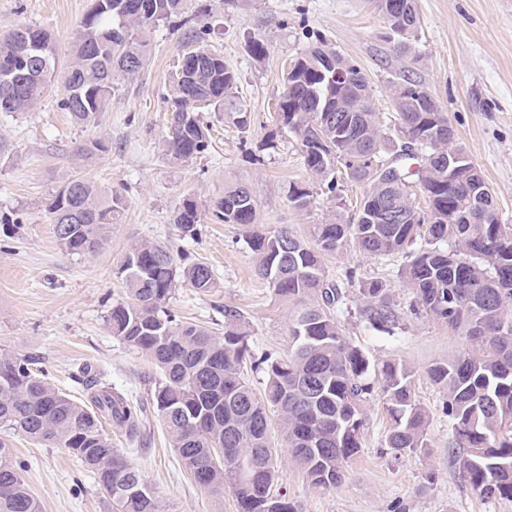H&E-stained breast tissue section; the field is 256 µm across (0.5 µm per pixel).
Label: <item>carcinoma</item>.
<instances>
[{
	"mask_svg": "<svg viewBox=\"0 0 512 512\" xmlns=\"http://www.w3.org/2000/svg\"><path fill=\"white\" fill-rule=\"evenodd\" d=\"M140 2L91 0L61 68L48 31L18 25L1 35L0 112L31 111L60 77L65 94L59 108L81 126L98 124L112 97L146 68L152 30L189 23L181 18L183 0H147L148 15L135 7ZM390 2L380 0V10L396 47L405 51L418 27L414 0H402L407 10L399 14L389 11ZM206 31L193 30L201 68L188 73L180 66L169 83V124L179 134L168 136L163 149L173 160L209 149L201 109L234 105L237 74L220 52L203 44ZM336 69L346 73L345 82L327 79ZM284 83L278 117L316 178L307 189L289 186L288 202L307 209L322 194L341 206L345 181L366 187L352 221L311 225L310 243L286 226L265 231L244 187L224 189L209 205L218 220L244 227L257 275L280 302L293 306L288 352L256 354L248 324L234 306H224L222 333L176 315L169 301L180 284L197 293L216 287L213 268L186 250L141 240L116 270L126 299L112 304L108 314L112 335L155 365L152 406L183 468L216 497L230 488L238 512H297L277 489L279 452L271 416L307 480L330 489L362 447L364 406L375 391L391 419L385 447L395 455L427 447L429 415L414 399L411 367L387 363L372 382L368 359L342 329L345 292L328 275L323 257L353 243L373 256L401 255V276L416 295L411 313L431 316L464 339L459 354L428 368L446 394L454 464L484 498L512 499V225L502 223L491 194L484 211L462 216L465 193L448 186L442 161L463 147L448 116L428 111L429 92L418 82L405 76L395 87L396 140L381 128L364 73L322 36L295 60ZM317 108L342 117L339 128L323 127ZM418 155L423 163L412 171L408 161ZM339 165L345 169L340 179ZM414 183L428 198L427 213L413 203ZM383 196L407 213V223H366L372 203ZM126 206L120 194L76 177L59 187L48 211L61 248L85 256L102 248ZM200 218L198 201L186 197L173 223L192 238ZM358 293L362 316L373 329L389 335L400 329L401 312L386 283L362 280ZM33 365L29 358L0 355V512H40L6 439L13 432L79 461L108 494L112 512H161L156 491L112 447L103 427L108 420L129 441L137 440L142 405L100 378L87 383L86 400L77 401ZM247 366L264 373L263 395L244 376Z\"/></svg>",
	"mask_w": 512,
	"mask_h": 512,
	"instance_id": "carcinoma-1",
	"label": "carcinoma"
}]
</instances>
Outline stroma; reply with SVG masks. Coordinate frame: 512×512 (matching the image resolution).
Instances as JSON below:
<instances>
[{
    "label": "stroma",
    "mask_w": 512,
    "mask_h": 512,
    "mask_svg": "<svg viewBox=\"0 0 512 512\" xmlns=\"http://www.w3.org/2000/svg\"><path fill=\"white\" fill-rule=\"evenodd\" d=\"M89 6L90 0H0V32L19 24L46 29L63 57ZM415 6L418 38L401 53L376 0H184V16L207 27V45L237 72L235 102L250 119L242 130L232 113L203 110L212 139L198 156L175 161L162 150L170 133L164 95L170 72L189 48L186 26L155 29L147 67L129 90L113 96L98 126H80L59 109V83L32 111L0 113V139L8 145L0 155V218L20 224L14 235L0 233V353L35 360L77 398L94 375L146 399L155 368L113 337L107 323L113 303L125 298L116 268L142 239L186 249L216 273L217 286L208 294L178 286L170 300L176 313L214 327L223 324L225 306L237 307L256 351L287 352L290 306L256 274L243 228L217 221L208 205L223 196L225 186L245 185L257 203L258 224L269 232L288 227L307 241L312 225L348 220L359 204L365 188L358 183L345 184L341 207L323 196L306 210L287 200L290 185L314 179L296 139L278 119L277 103L286 70L316 34L365 73L383 127L395 122L393 83L406 75L421 84L480 167L503 222L512 224V0H415ZM256 38L266 47L260 57L250 51ZM96 138L107 144L106 152L77 153V145ZM74 177L128 201L107 244L93 255L62 250L47 211L63 181ZM187 195L203 206L192 239L181 237L173 222ZM323 262L346 294L344 334L372 369L402 361L414 370V398L429 415L428 446L399 455L387 451L390 419L382 399L372 397L365 405L362 447L347 463L341 484L314 486L281 455L279 486L298 512H512V499H484L459 478L444 394L427 374L432 363L461 350L463 339L428 316L411 314L414 294L400 275V256L374 257L350 245ZM369 278L387 284L403 315L395 335L373 329L361 315L357 282ZM108 433L158 493L163 512H238L232 492L216 499L181 467L155 413H148L137 449H130L121 429L112 426ZM9 441L41 512H111L107 494L73 458L19 433Z\"/></svg>",
    "instance_id": "obj_1"
}]
</instances>
